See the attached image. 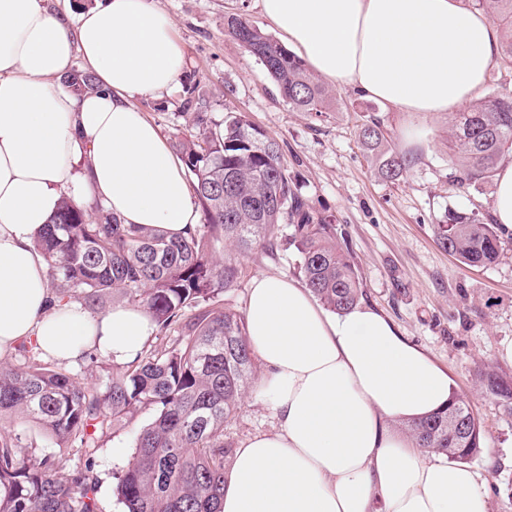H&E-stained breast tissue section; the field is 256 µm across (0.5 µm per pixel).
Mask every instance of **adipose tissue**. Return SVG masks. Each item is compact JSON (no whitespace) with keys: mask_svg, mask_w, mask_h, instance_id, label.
Listing matches in <instances>:
<instances>
[{"mask_svg":"<svg viewBox=\"0 0 512 512\" xmlns=\"http://www.w3.org/2000/svg\"><path fill=\"white\" fill-rule=\"evenodd\" d=\"M256 2L318 75L399 112L470 103L500 50L497 28L461 0ZM77 57L96 92L61 85ZM183 70L153 0H97L75 19L44 0H0V356L31 338L70 365L92 349L126 363L150 339L141 308L96 315L55 298L33 241L65 198L170 236L198 222L182 161L136 103L178 88ZM491 213L512 230V154ZM245 320L279 427L236 449L223 512H488L468 466L425 458L394 430L446 407L452 388L381 313L331 317L307 287L261 275Z\"/></svg>","mask_w":512,"mask_h":512,"instance_id":"obj_1","label":"adipose tissue"}]
</instances>
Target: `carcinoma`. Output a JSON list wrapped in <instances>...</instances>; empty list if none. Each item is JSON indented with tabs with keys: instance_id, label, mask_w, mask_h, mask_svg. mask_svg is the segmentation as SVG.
<instances>
[{
	"instance_id": "obj_1",
	"label": "carcinoma",
	"mask_w": 512,
	"mask_h": 512,
	"mask_svg": "<svg viewBox=\"0 0 512 512\" xmlns=\"http://www.w3.org/2000/svg\"><path fill=\"white\" fill-rule=\"evenodd\" d=\"M474 2L503 27L505 58L512 60V0ZM225 30L261 62L289 106L318 116L330 111L333 95L272 35L233 16ZM70 80L78 92L98 89L89 73L75 72ZM193 121L198 133L178 141L177 151L206 223L169 238L64 199L34 240L49 262L55 297L92 311L106 297L141 307L158 335L103 388L86 387L80 370L43 360L33 340L16 350L20 364L0 360V512H100L92 459L68 467L54 451L30 459L32 445L11 418L34 422L57 448H97L109 428L144 410L151 419L136 432L132 457L117 477L123 512H222L233 451L224 423L258 376L244 315L219 303L238 278L237 256L267 244L294 253L307 287L334 313L349 311L363 296L334 217L309 204L288 176L278 144L240 113L225 116L222 132L203 112ZM359 141L381 178L396 181L406 173L409 158L388 143L377 118L362 124ZM511 149L512 97L489 96L453 114L448 183L488 187ZM434 232L467 266L491 265L502 252L487 215L450 208ZM230 245L233 252L216 258ZM477 378L512 415V379L493 366L479 368ZM404 426L418 447L451 460L466 463L481 452L480 421L456 395L445 409Z\"/></svg>"
}]
</instances>
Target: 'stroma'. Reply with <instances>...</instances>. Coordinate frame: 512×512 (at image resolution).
Instances as JSON below:
<instances>
[{
	"label": "stroma",
	"instance_id": "1",
	"mask_svg": "<svg viewBox=\"0 0 512 512\" xmlns=\"http://www.w3.org/2000/svg\"><path fill=\"white\" fill-rule=\"evenodd\" d=\"M156 5L173 21L184 54L185 85L200 84L204 96L190 109L178 88L160 98H140L141 108L171 146L195 133L197 111L215 124L227 112L244 113L278 143L289 175L300 182L310 204L335 217L341 244L357 265L362 304L383 313L446 369L454 393L479 418L484 449L469 466L488 491V512H512V415L476 380L485 362L512 375V362L499 355L503 344L512 343V232L504 235V250L488 267L465 266L438 244L434 226L445 210L486 214L493 196L489 189L449 185V115L383 112L341 84L331 88L335 111L320 116L295 111L260 61L224 32L228 17L239 16L274 33L255 0H156ZM370 115L379 117L386 138L412 160L397 181L380 178L359 144L358 130ZM239 267L237 281L222 296L225 307L239 313L255 277H300L295 256L261 246L241 255ZM150 417L141 412L124 429L104 433L100 447L65 449V464L94 461L100 512H122L115 476L133 452L136 431ZM277 426L253 388L225 422L224 437L238 448Z\"/></svg>",
	"mask_w": 512,
	"mask_h": 512
}]
</instances>
